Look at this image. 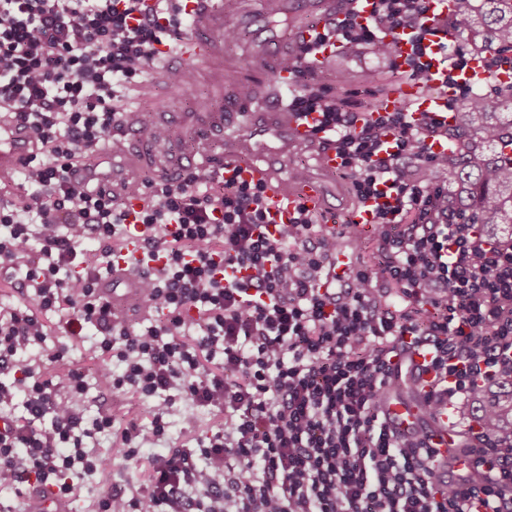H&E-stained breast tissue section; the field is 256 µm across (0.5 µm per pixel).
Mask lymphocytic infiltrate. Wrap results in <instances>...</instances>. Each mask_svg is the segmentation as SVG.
<instances>
[{
	"label": "lymphocytic infiltrate",
	"mask_w": 512,
	"mask_h": 512,
	"mask_svg": "<svg viewBox=\"0 0 512 512\" xmlns=\"http://www.w3.org/2000/svg\"><path fill=\"white\" fill-rule=\"evenodd\" d=\"M184 31L181 0H0V115L36 141L17 169L22 193H0V273L19 276L29 299L0 303V487L14 488L27 512L29 493L64 501L116 459L147 483L101 496L97 512H468L472 500L512 512V433L486 402L512 384V245L448 218V189L427 175L446 123L404 107L351 112L326 88L297 82L289 110L318 114L357 201L374 204L384 254L378 273L351 267L330 291L340 245L359 225L327 227L300 204L269 229L260 185L208 169L143 182L147 202L133 217L112 191L70 181L74 163L138 120L127 85L147 83L161 47ZM441 32L455 36V23L429 0H374L366 21L348 10L284 64L319 70L318 48L330 42L393 66L404 33L407 69L431 94L438 71L465 65L447 43L430 53ZM131 218L166 258L143 284L154 313L145 325L97 293ZM378 275L404 309L390 308ZM52 314L65 323L56 339ZM87 324L103 360L98 393L152 401L146 418L87 417L84 369L46 377L44 363L65 360ZM34 346L42 361L23 360ZM411 346L433 376L423 415L453 406L468 424V475L447 470L427 432L394 430L384 417L396 360ZM173 389L224 417L195 445L168 437ZM99 434L111 453L87 446ZM148 442L156 452L144 453Z\"/></svg>",
	"instance_id": "f902f5d3"
}]
</instances>
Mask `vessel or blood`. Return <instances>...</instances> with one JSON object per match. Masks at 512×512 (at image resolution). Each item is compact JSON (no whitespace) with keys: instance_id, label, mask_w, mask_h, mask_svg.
Masks as SVG:
<instances>
[{"instance_id":"1","label":"vessel or blood","mask_w":512,"mask_h":512,"mask_svg":"<svg viewBox=\"0 0 512 512\" xmlns=\"http://www.w3.org/2000/svg\"><path fill=\"white\" fill-rule=\"evenodd\" d=\"M192 32L181 41L176 57L184 65L196 68L199 76L216 90L217 96L204 112L157 113L153 127L141 125L125 128L122 137L133 162H149L157 174L174 180L197 168L223 170L225 177L265 187L272 203V221L287 223L296 205L313 211H326L334 206V192L319 180L290 182L282 179L273 145L304 147L314 140L316 114L296 116L282 102V93L291 89L292 78L282 63L280 35L273 21L275 15L287 12L286 0H184ZM305 19L291 31L293 42L312 40L315 30L336 23L343 9L335 0H305ZM247 27L257 62L267 74L258 98L245 100L237 96L223 97L224 71L233 68L224 42L228 29ZM487 75L482 59L470 58L463 69L455 72L453 81L437 78V91L425 96L418 86L406 82L384 97L376 108L391 112L402 105H411L415 118L429 115L441 120L448 117V102L456 98L459 88L472 85ZM173 124H182L199 131L208 140L219 143L218 153L199 154L186 150L176 140H161L154 132ZM32 135L28 129L14 128L10 149L0 151V162L12 165L30 154ZM75 176L95 188H119L127 185L133 175L128 168L78 167ZM142 225H132L127 239L115 246L112 253V273L99 280L98 292L107 299L114 311L135 319L146 315L142 304V279L158 272L164 263L160 250L144 248ZM384 414L398 430L427 428L440 448H448L455 436L448 428L447 414L432 418L419 412L418 400L389 393L384 401Z\"/></svg>"}]
</instances>
